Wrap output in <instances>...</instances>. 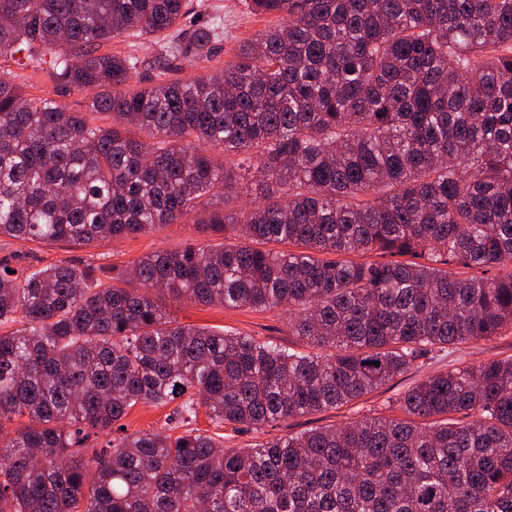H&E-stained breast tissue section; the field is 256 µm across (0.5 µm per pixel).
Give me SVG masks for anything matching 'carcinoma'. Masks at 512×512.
<instances>
[{
    "mask_svg": "<svg viewBox=\"0 0 512 512\" xmlns=\"http://www.w3.org/2000/svg\"><path fill=\"white\" fill-rule=\"evenodd\" d=\"M251 5L278 21L223 70L138 87L140 59L103 43L160 35L163 66L220 26L167 39L187 0H0V58L91 94L70 112L0 72V236L105 244L188 221L240 240L147 254L118 285L3 269L0 512H512V359L426 377L402 418L239 449L189 428L343 406L436 345L512 328V0ZM354 253L382 260L338 259ZM156 290L285 307L307 350L180 324ZM176 400L181 434L87 447Z\"/></svg>",
    "mask_w": 512,
    "mask_h": 512,
    "instance_id": "cac0c4a2",
    "label": "carcinoma"
}]
</instances>
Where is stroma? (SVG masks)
<instances>
[{
	"label": "stroma",
	"mask_w": 512,
	"mask_h": 512,
	"mask_svg": "<svg viewBox=\"0 0 512 512\" xmlns=\"http://www.w3.org/2000/svg\"><path fill=\"white\" fill-rule=\"evenodd\" d=\"M191 14L184 19L183 27L188 31L203 30L213 23H222L223 35L209 45L207 57L179 58L169 68L153 63L159 51L144 38H118L103 45L106 53L135 56L141 61L136 79L140 85L150 86L173 79L207 77L232 62L239 45L255 38L273 22L272 17L253 12L249 0H190ZM16 83L27 97L32 99L53 98L69 111H85L88 99L80 93L62 92L51 75L48 65L30 66L17 70ZM195 225L168 224L162 229L142 235L117 239L106 245H73L66 242L39 243L0 237V269L9 268L24 275L32 270L61 262L103 267L105 275L117 277L132 262L155 251H177L189 243H206ZM159 301L170 312L173 319L182 324L213 331H225L249 335L262 341H271L283 347L299 348L296 337L290 336L289 316L281 309L255 310L252 308H227L219 304L200 305L179 302L168 296ZM512 358V331L489 340L469 342L433 349L421 357L418 363L404 375L396 377L387 385L352 401L342 407L323 412L301 415L281 422H274L259 429L227 423L215 426L206 415H199L195 428L208 435L222 438L225 447L251 448L270 439L287 434L297 435L305 431L337 425L366 417L393 418L399 416L396 401L403 393L421 379L463 362H480L492 359ZM127 432L154 431L172 433L175 425L174 408L167 405L155 407L137 404L123 419Z\"/></svg>",
	"instance_id": "stroma-1"
}]
</instances>
